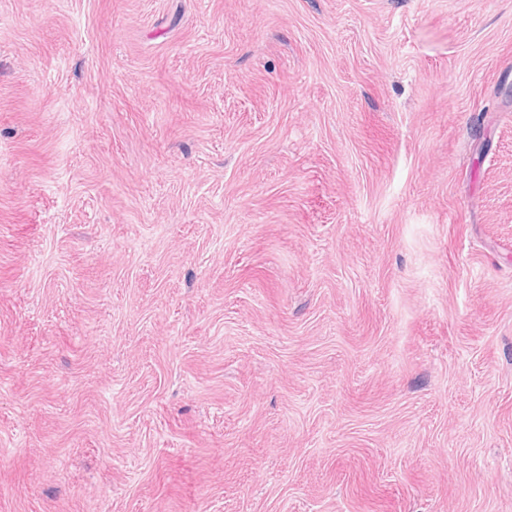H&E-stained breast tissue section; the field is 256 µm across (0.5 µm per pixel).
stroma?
I'll return each mask as SVG.
<instances>
[{
  "label": "stroma",
  "mask_w": 512,
  "mask_h": 512,
  "mask_svg": "<svg viewBox=\"0 0 512 512\" xmlns=\"http://www.w3.org/2000/svg\"><path fill=\"white\" fill-rule=\"evenodd\" d=\"M0 512H512V0H0Z\"/></svg>",
  "instance_id": "obj_1"
}]
</instances>
